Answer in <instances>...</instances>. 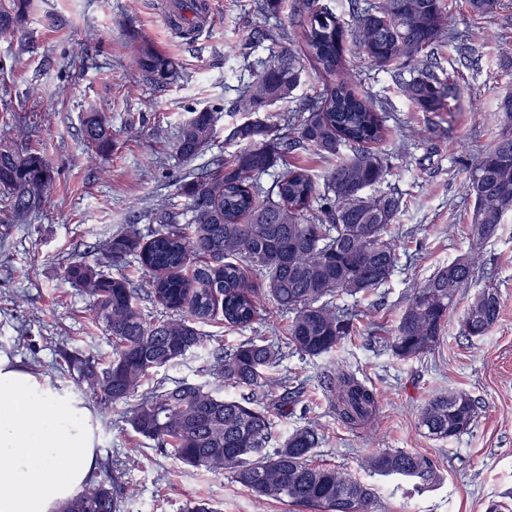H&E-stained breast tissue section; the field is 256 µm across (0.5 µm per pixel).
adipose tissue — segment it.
<instances>
[{
	"instance_id": "adipose-tissue-1",
	"label": "adipose tissue",
	"mask_w": 512,
	"mask_h": 512,
	"mask_svg": "<svg viewBox=\"0 0 512 512\" xmlns=\"http://www.w3.org/2000/svg\"><path fill=\"white\" fill-rule=\"evenodd\" d=\"M89 405L0 357V512H64L97 469Z\"/></svg>"
}]
</instances>
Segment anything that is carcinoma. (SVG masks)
<instances>
[{
  "label": "carcinoma",
  "mask_w": 512,
  "mask_h": 512,
  "mask_svg": "<svg viewBox=\"0 0 512 512\" xmlns=\"http://www.w3.org/2000/svg\"><path fill=\"white\" fill-rule=\"evenodd\" d=\"M286 0H253L256 14H279ZM347 28L321 0H295L298 33L272 36L267 58L250 60L236 52L250 81L242 84L235 110L265 112L247 120L231 139L242 147L220 154L200 173L183 177L182 206L165 201L155 208L158 227L146 240L134 227L113 235L102 257L89 262L75 256L63 269V281L91 298L92 322L106 336L109 351L94 356L64 343L55 346L59 365L104 409L127 402L161 368L187 353L207 347L210 337L200 325L223 320L250 328L268 307L289 314L287 335L259 334L229 352H212L207 369L220 381L245 391L238 398L190 382L157 384L126 412L133 431L154 442L187 467L214 474L224 471L264 501H277L316 512H370L372 485L327 464L313 461L318 433L294 430L273 450L274 415L300 397L269 371L284 350L318 357L336 350L350 335L351 315L336 307V297L367 293L385 283L397 262L390 227L401 209L394 192L368 195L385 182L388 160L370 144L386 135L382 103L354 88L348 56L361 54L373 69L394 76L402 93L423 112H444L451 84L440 77L434 50L449 46L467 58L470 47L454 28L447 0H350ZM472 13L487 17L502 0H467ZM30 6L29 0H0V39L12 41ZM179 22L198 26L199 0H180ZM132 67L156 85L175 78L172 60L148 45L132 58ZM311 70L327 81L323 93L275 122L270 107L286 102ZM495 112L500 132L481 154L465 186L474 199L471 232L479 243L493 239L512 215V92L502 95ZM214 109L191 112L177 136V152L196 157L214 134ZM88 147L103 156L112 151V131L103 112L88 113L81 130ZM311 149L329 161L322 180L288 164V153ZM282 169L265 188L262 175ZM55 179L49 161L36 148H0V207L20 220L41 203ZM138 257L149 289L123 275L103 270L127 257ZM475 276V260L461 256L439 268L412 289L390 339L401 360L420 358L440 341L448 316ZM168 311L151 319L139 306L143 299ZM502 309L495 288L470 298L465 317L483 336L498 322ZM337 419L364 429L379 411L373 388L342 369L323 381ZM282 387L274 405H261L256 391ZM475 400L465 392L433 396L419 414V425L434 439L447 440L471 430ZM367 469L425 486L438 478L432 459L403 450L367 459ZM135 489L110 475L93 480L75 495L65 512H119Z\"/></svg>",
  "instance_id": "cac0c4a2"
}]
</instances>
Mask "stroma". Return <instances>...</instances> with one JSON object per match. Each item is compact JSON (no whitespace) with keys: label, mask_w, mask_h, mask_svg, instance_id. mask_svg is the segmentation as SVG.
I'll return each instance as SVG.
<instances>
[{"label":"stroma","mask_w":512,"mask_h":512,"mask_svg":"<svg viewBox=\"0 0 512 512\" xmlns=\"http://www.w3.org/2000/svg\"><path fill=\"white\" fill-rule=\"evenodd\" d=\"M210 26L185 33L168 21L173 0H32L21 34L30 53L0 41V119L7 111L29 108L28 94L38 91L31 146L58 171L48 196L15 223L0 210V355L29 368L52 388L76 398L85 393L59 370L54 340L74 339L85 352L106 351L101 331L90 321V299L82 288L64 283V266L76 254L99 257L105 242L127 227L149 233V213L158 200L177 199L180 180L201 172L214 155L237 150L232 131L246 116L231 103L241 84L239 71L226 57L256 27L290 28L284 12L267 20L255 15L251 0H211ZM498 14L480 19L465 0H452L455 22L475 53L461 64L454 50L443 52L442 65L459 94L447 112H424L407 100L389 74L371 69L363 58L351 63L362 76L359 92L383 102L388 132L380 148L391 174L380 191H397L402 211L391 235L398 263L374 292L341 296L336 303L354 315V331L336 351L305 357L287 352L275 377L304 384L306 413L275 421L285 435L315 424L320 445L317 462L342 469L374 486V512H489L499 504L512 512V217H505L495 238L481 248L480 260L496 271L494 281L475 276L471 293L494 285L503 306L496 325L480 337L463 333L466 301L450 314L437 346L418 359L396 357L382 340L381 327L396 325L411 288L471 247L472 206L464 185L477 158L496 140L494 110L501 94L512 90V0ZM94 40H87V31ZM149 43L175 63L177 78L165 88L143 81L130 61ZM82 68L60 82L71 57ZM216 107L215 136L197 157L181 158L174 149L179 126L192 109ZM106 112L114 148L107 159L91 157L81 138V120L90 108ZM414 126L425 138L405 144L403 131ZM208 350L235 348L252 336L249 328L211 322ZM34 336L37 348L26 344ZM208 350L187 353L160 369L167 383L215 385L205 371ZM354 373L373 387L380 406L372 425L352 430L340 423L321 385L336 368ZM464 391L478 403V417L467 433L449 440L428 437L418 415L440 392ZM100 459H111L120 482L135 486L120 512H186L200 498L219 512H292L291 507L257 500L227 474L184 466L160 454L137 435L122 411H95ZM428 456L440 480L415 490L392 477L371 475L366 459L382 450Z\"/></svg>","instance_id":"35a3bbf8"}]
</instances>
